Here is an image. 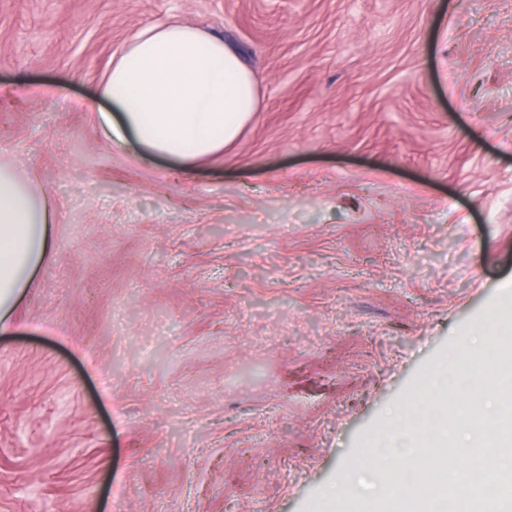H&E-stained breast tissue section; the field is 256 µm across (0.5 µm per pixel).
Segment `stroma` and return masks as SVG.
Masks as SVG:
<instances>
[{
	"mask_svg": "<svg viewBox=\"0 0 512 512\" xmlns=\"http://www.w3.org/2000/svg\"><path fill=\"white\" fill-rule=\"evenodd\" d=\"M162 22L257 81L188 172L98 122ZM0 163L57 211L0 333V512H336L512 302V0H0Z\"/></svg>",
	"mask_w": 512,
	"mask_h": 512,
	"instance_id": "obj_1",
	"label": "stroma"
}]
</instances>
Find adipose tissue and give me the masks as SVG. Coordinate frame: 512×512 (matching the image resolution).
<instances>
[{
    "label": "adipose tissue",
    "instance_id": "adipose-tissue-1",
    "mask_svg": "<svg viewBox=\"0 0 512 512\" xmlns=\"http://www.w3.org/2000/svg\"><path fill=\"white\" fill-rule=\"evenodd\" d=\"M99 112L109 140L190 164L220 153L257 109L253 77L223 40L190 25L139 34L112 64ZM56 210L33 181L0 164V321L54 249Z\"/></svg>",
    "mask_w": 512,
    "mask_h": 512
}]
</instances>
